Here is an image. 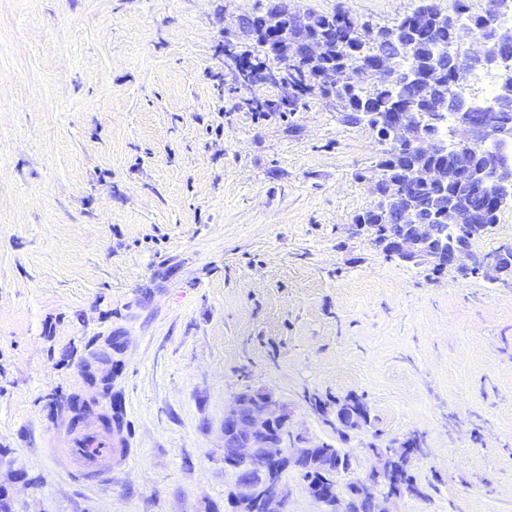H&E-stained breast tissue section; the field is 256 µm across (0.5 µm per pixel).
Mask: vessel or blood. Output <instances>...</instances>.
<instances>
[{
    "instance_id": "vessel-or-blood-1",
    "label": "vessel or blood",
    "mask_w": 512,
    "mask_h": 512,
    "mask_svg": "<svg viewBox=\"0 0 512 512\" xmlns=\"http://www.w3.org/2000/svg\"><path fill=\"white\" fill-rule=\"evenodd\" d=\"M88 405L93 409L92 416L64 422L67 444L53 448L52 454L70 465L75 478L98 484L111 474L116 455L124 451L125 438L113 429L111 412H98V399H90Z\"/></svg>"
}]
</instances>
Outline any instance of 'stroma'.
<instances>
[{
	"label": "stroma",
	"mask_w": 512,
	"mask_h": 512,
	"mask_svg": "<svg viewBox=\"0 0 512 512\" xmlns=\"http://www.w3.org/2000/svg\"><path fill=\"white\" fill-rule=\"evenodd\" d=\"M418 0H291L386 27ZM267 0H0V512H231L224 412L265 388L355 458L420 439L389 512H512V276L386 257L355 217L382 149L332 97L224 69ZM129 452L44 457L78 390ZM369 421L336 432L346 397Z\"/></svg>",
	"instance_id": "stroma-1"
}]
</instances>
